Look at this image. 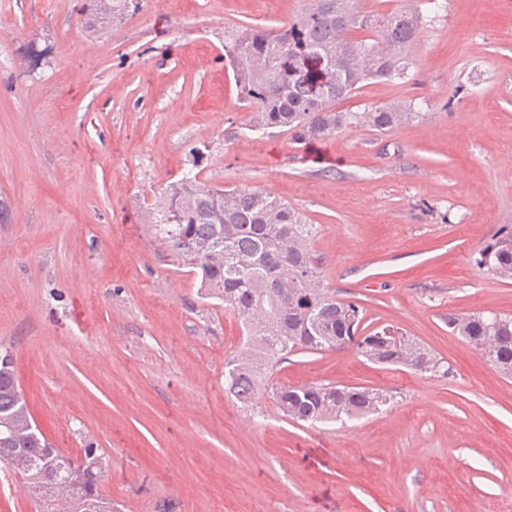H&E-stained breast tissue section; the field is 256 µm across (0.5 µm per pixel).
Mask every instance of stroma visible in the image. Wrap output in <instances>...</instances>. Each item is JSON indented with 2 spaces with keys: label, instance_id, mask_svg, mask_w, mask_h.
Returning a JSON list of instances; mask_svg holds the SVG:
<instances>
[{
  "label": "stroma",
  "instance_id": "stroma-1",
  "mask_svg": "<svg viewBox=\"0 0 512 512\" xmlns=\"http://www.w3.org/2000/svg\"><path fill=\"white\" fill-rule=\"evenodd\" d=\"M97 36L80 0H0V347L53 445L91 444L125 512H512V378L449 316H512L476 265L512 225V0H437L406 80L343 112L415 100L413 121L295 143L248 128L225 27L305 0H140ZM203 155L192 159L190 150ZM302 212L321 284L401 328L448 374L352 350L295 352L275 382L367 386L361 419L297 423L224 394L239 322L157 241L146 202L188 172Z\"/></svg>",
  "mask_w": 512,
  "mask_h": 512
}]
</instances>
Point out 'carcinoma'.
Masks as SVG:
<instances>
[{
  "mask_svg": "<svg viewBox=\"0 0 512 512\" xmlns=\"http://www.w3.org/2000/svg\"><path fill=\"white\" fill-rule=\"evenodd\" d=\"M139 0H84L86 28L136 13ZM433 18L419 0L389 13L367 0H309L300 12L268 29L224 28V60L253 131L278 128L297 143L332 137L352 126L378 132L418 117L414 103L376 104L362 112L336 105L374 83L404 80L410 49ZM161 240L191 268L201 295L224 303L240 321L242 343L224 359V391L252 410L261 388L296 422L353 419L386 404L366 386L288 385L273 368L295 351L353 349L378 365L434 372L439 360L400 329L386 342L365 332L363 309L321 288L308 248L312 225L274 196L251 187L224 190L198 177L165 189L147 212ZM477 264L512 280V226L500 228ZM494 369L512 377V317L472 313L448 319ZM0 463L21 477L37 512H121L101 492L103 455L88 448L74 459L51 445L33 418L14 359L0 360Z\"/></svg>",
  "mask_w": 512,
  "mask_h": 512,
  "instance_id": "carcinoma-1",
  "label": "carcinoma"
}]
</instances>
